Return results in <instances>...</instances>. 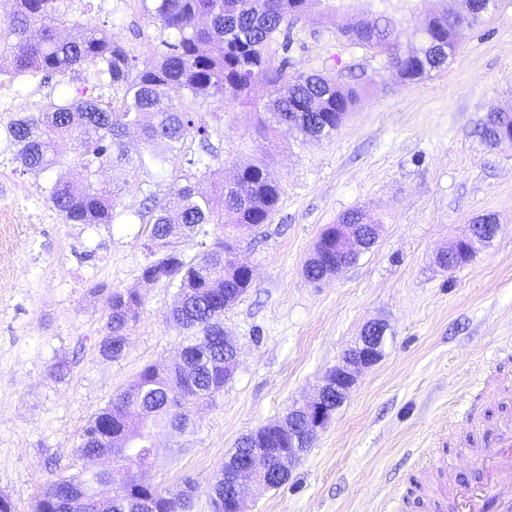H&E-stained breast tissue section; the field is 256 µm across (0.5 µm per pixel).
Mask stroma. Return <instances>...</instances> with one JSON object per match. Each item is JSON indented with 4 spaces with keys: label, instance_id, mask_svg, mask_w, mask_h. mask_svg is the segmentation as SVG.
I'll return each mask as SVG.
<instances>
[{
    "label": "stroma",
    "instance_id": "obj_1",
    "mask_svg": "<svg viewBox=\"0 0 512 512\" xmlns=\"http://www.w3.org/2000/svg\"><path fill=\"white\" fill-rule=\"evenodd\" d=\"M373 8L374 0H345L331 17L304 13L288 34L289 74L328 75L359 93L330 138L263 137L240 100L198 98L216 157L190 166L199 152L190 137L152 175L106 171L121 189L110 224L65 223L44 189L61 177L81 182L80 168L30 174L5 135L12 119L59 96L98 94L96 68L49 79L0 72L8 99L0 104V493L16 512H33L56 477L109 468L77 452L87 421L143 367L176 358V290L140 278L152 259L144 217L151 197L167 195L185 174L213 192L259 160L281 195L270 222L240 237L238 258L254 279L224 315L238 368L223 393L194 408L192 434L158 430L150 481H193L190 512H212L207 488L238 438L314 398L372 321L387 326L382 357L360 371L285 484L246 489L249 512H382L397 487L408 497L405 512H432L417 502L420 459L439 447L450 459L488 441L468 421L450 426L449 414L473 403L482 419H512V392L492 403L484 397L503 383L512 388V145L491 147L479 135L491 108L512 110V0H495L447 66L413 84L385 54L344 36ZM59 11L75 33H111L136 70L164 50L142 0H60ZM358 207L381 226L376 245L338 279L305 281L321 231ZM487 214L501 226L496 238L468 264L441 269L437 254ZM112 290L138 291L143 305L122 355L107 359L99 347Z\"/></svg>",
    "mask_w": 512,
    "mask_h": 512
}]
</instances>
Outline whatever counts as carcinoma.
Wrapping results in <instances>:
<instances>
[{
  "instance_id": "carcinoma-1",
  "label": "carcinoma",
  "mask_w": 512,
  "mask_h": 512,
  "mask_svg": "<svg viewBox=\"0 0 512 512\" xmlns=\"http://www.w3.org/2000/svg\"><path fill=\"white\" fill-rule=\"evenodd\" d=\"M59 0H12L7 15L13 38L7 63L0 68L14 74L59 75L83 66H102L109 86L122 91L121 111H112L103 96H79L53 101L37 112L13 119L7 126L26 170L38 175L62 164L59 141L75 144L74 161L85 172V186L77 191L59 178L45 189L46 199L69 224H110L116 217L119 191L99 180L107 166L129 167L146 174L163 168L168 154L193 135L210 138L208 125L185 100L199 95L224 100L234 97L251 105L258 115V131L297 130L315 139L326 138L341 126L355 92L321 74L287 77L288 58L274 63L270 44L284 31L289 14L319 7L325 0H142L152 23L168 34L165 51L153 66L131 74L125 48L100 31L90 30L75 40L61 38L43 20L58 15ZM493 0L455 23L448 14L427 13L423 30L415 33L418 48L402 49L393 37L398 20L386 9L361 22L360 42L387 55L404 82L415 83L441 68L461 42L462 31L488 13ZM262 81L269 88L261 104L250 98L251 86ZM138 131L142 152L129 154L125 136ZM512 134V113L491 109L481 128L482 138L501 145ZM280 182L264 163L237 172L222 183L215 196L201 193L191 176L174 183L170 197L154 199L149 211V239L157 258L145 265V282H165L177 288L172 317L187 337L181 349L190 354L159 369L144 367L107 407L91 416L84 428L79 454L94 458L112 449L126 465L123 444L112 434L133 442L137 462L153 464L148 438L157 428L191 432L189 408L213 400L224 391V313L250 285L235 262L224 257L225 242L245 230L267 223L280 196ZM220 224L224 237L187 259L178 249L181 239L208 235L205 226ZM108 334L100 354L117 358L123 352L131 324L138 320L142 300L134 291L116 290L105 301ZM257 480L248 470L219 471L207 488L210 500L224 498V481ZM181 488L141 485L130 475L127 489L116 491L97 470H82L49 483L36 501L35 512H185Z\"/></svg>"
}]
</instances>
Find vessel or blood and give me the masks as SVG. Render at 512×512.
Wrapping results in <instances>:
<instances>
[{
    "label": "vessel or blood",
    "mask_w": 512,
    "mask_h": 512,
    "mask_svg": "<svg viewBox=\"0 0 512 512\" xmlns=\"http://www.w3.org/2000/svg\"><path fill=\"white\" fill-rule=\"evenodd\" d=\"M463 465L482 466V484L466 490L453 504L454 512H512V424L503 425L493 445L482 448L462 459Z\"/></svg>",
    "instance_id": "vessel-or-blood-1"
}]
</instances>
